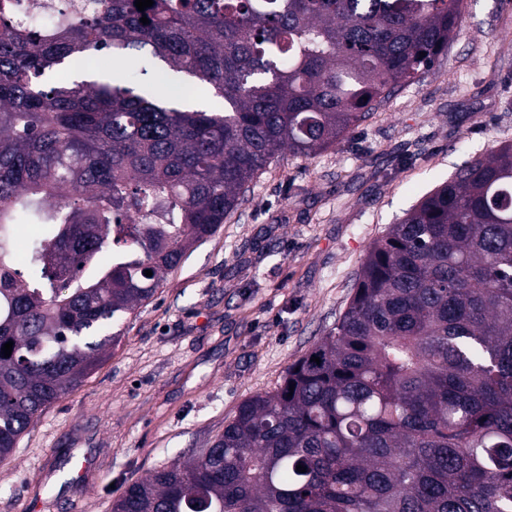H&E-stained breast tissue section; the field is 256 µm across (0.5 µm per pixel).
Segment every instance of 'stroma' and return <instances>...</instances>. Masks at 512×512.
<instances>
[{"instance_id":"stroma-1","label":"stroma","mask_w":512,"mask_h":512,"mask_svg":"<svg viewBox=\"0 0 512 512\" xmlns=\"http://www.w3.org/2000/svg\"><path fill=\"white\" fill-rule=\"evenodd\" d=\"M512 143V0H464L448 50L348 137L282 153L239 210L129 317L120 344L0 462V512H112L148 470L204 448L334 326L369 245L471 157ZM94 465L80 484L68 461Z\"/></svg>"}]
</instances>
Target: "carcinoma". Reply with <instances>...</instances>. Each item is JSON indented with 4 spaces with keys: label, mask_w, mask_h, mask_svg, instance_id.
<instances>
[{
    "label": "carcinoma",
    "mask_w": 512,
    "mask_h": 512,
    "mask_svg": "<svg viewBox=\"0 0 512 512\" xmlns=\"http://www.w3.org/2000/svg\"><path fill=\"white\" fill-rule=\"evenodd\" d=\"M105 2L52 32L0 4V348L13 341L0 353V461L278 154L335 146L435 65L463 9ZM103 51L122 69L135 53L169 70L53 79ZM29 224L44 233L20 264ZM112 512H512V143L374 240L336 325L280 384Z\"/></svg>",
    "instance_id": "obj_1"
}]
</instances>
